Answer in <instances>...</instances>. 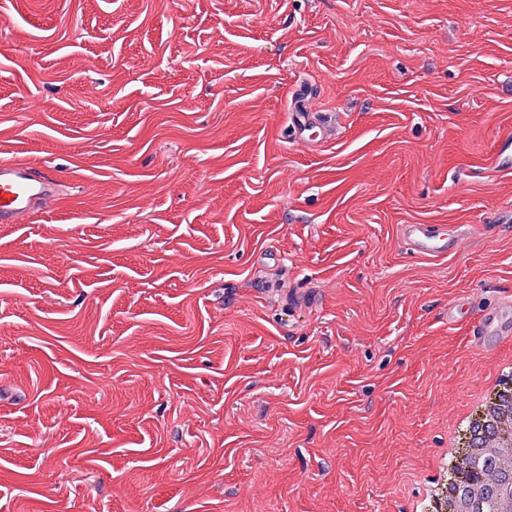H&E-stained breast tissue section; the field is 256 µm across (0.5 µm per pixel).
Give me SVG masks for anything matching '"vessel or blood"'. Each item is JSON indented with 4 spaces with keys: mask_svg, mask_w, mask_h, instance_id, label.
Returning <instances> with one entry per match:
<instances>
[{
    "mask_svg": "<svg viewBox=\"0 0 512 512\" xmlns=\"http://www.w3.org/2000/svg\"><path fill=\"white\" fill-rule=\"evenodd\" d=\"M291 127L296 135L319 129L321 140L335 136V125L318 120L308 98L294 100ZM60 181L56 174L38 167L22 158L0 160V224L24 223L36 213L49 209L59 195ZM400 238L413 254L423 258H438L455 253L465 237L462 226H455L452 233L439 232L433 224H403ZM475 336L512 335V305L505 303L488 309L475 326Z\"/></svg>",
    "mask_w": 512,
    "mask_h": 512,
    "instance_id": "b4317fda",
    "label": "vessel or blood"
}]
</instances>
